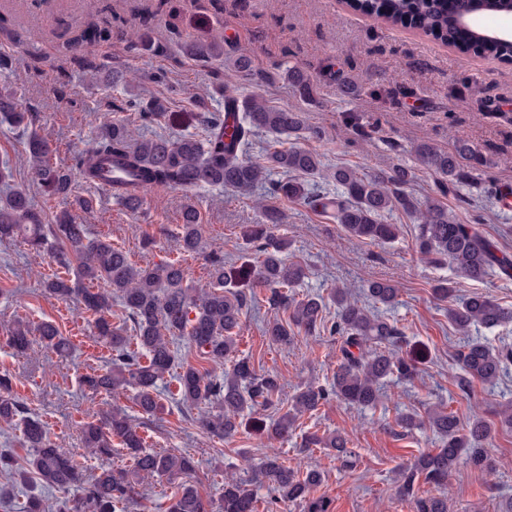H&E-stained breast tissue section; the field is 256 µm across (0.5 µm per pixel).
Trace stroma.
<instances>
[{
  "instance_id": "35a3bbf8",
  "label": "stroma",
  "mask_w": 512,
  "mask_h": 512,
  "mask_svg": "<svg viewBox=\"0 0 512 512\" xmlns=\"http://www.w3.org/2000/svg\"><path fill=\"white\" fill-rule=\"evenodd\" d=\"M0 15L9 20L8 30L0 31V54L11 60L8 75L0 76V91L16 92L37 110L35 128L49 142L57 164H66L72 151L86 146L99 131L103 114L134 122V112L121 105L137 96L165 104L153 134L171 139L201 134L198 103L216 100L211 73L218 70L244 92L256 91L273 105L304 111L309 126L325 131L319 139L283 137L285 146L302 145L331 168L353 165L367 173L398 165L411 168L415 177L409 190L422 202L438 197L437 178L420 166L412 144L428 140L445 150L456 133H464L488 164L473 173L477 186L470 192V205L451 196L446 202L463 223L472 209H479L486 235L512 257V210H505L490 192L494 185H512V66L460 55L418 31L355 13L343 0H0ZM148 15L153 23L146 29L142 19ZM115 16L122 20L120 27L114 29L111 42L95 47L94 54L97 62L127 72L132 80L128 86L92 79L65 44L67 33L104 25ZM144 33L164 45L166 54L130 53L129 42ZM218 34L224 37L223 57L185 55L186 43L206 42ZM239 50L250 56L257 72L276 64L305 71L317 86L316 103L300 99L284 80L260 83L244 78L233 65ZM160 72L165 75L161 82L155 79ZM350 82L358 85L357 96L347 94ZM345 112L378 121L370 140L358 139L342 125ZM26 138V132L0 121V168L10 171L8 178H0V190L25 189L47 221L64 212L80 217L92 234L108 237L133 263L144 267L179 261L198 284L208 280L203 256L210 251H223L237 267L249 263L241 227L262 220L251 198L229 188H160L133 211L106 189L78 178L70 194L57 196L34 179ZM84 199L92 200V211H82ZM189 207L200 214V252L192 256L181 251L178 241V226ZM278 207L281 221L276 233L288 240L289 260L308 270L301 294L325 297L341 283L357 291L372 280L397 283V303L390 314L405 329L408 344L403 354L415 363L416 377L409 382L389 380L373 409L331 402L304 418L287 441L272 449L259 446L245 427L228 439L206 433L197 411L178 403L175 382L168 377L159 384L163 410L142 419L146 448L189 454L196 463L194 485L203 498L216 501L225 475H245L273 451L287 464H295L305 433L343 431L352 440L356 462L346 467L327 456L325 449L315 450L325 476L314 496L329 498L331 512H412L409 502L397 494L395 469L433 449L435 439L426 429L399 438L397 418L424 413L439 402L463 421L477 412L493 416L495 410L512 404V367L496 383L475 384L471 394L455 386L452 373L465 338L454 331L444 302L433 290L439 277H452L453 272L435 269L419 258L415 224L408 214L388 215L399 235L395 243L381 246L352 239L302 202L282 201ZM148 235L155 244L146 250L142 240ZM58 272L49 255H35L18 242L0 244V373L10 375L13 393L46 425L52 443L70 452L90 478L101 462L84 448L81 424L98 420L109 405L126 409L132 418L141 417L132 392L109 396L81 386V375L104 369L110 353L95 340V316L46 292V281ZM268 295L267 289H256L244 309L238 354L250 358L257 371L279 373L285 381L282 399L287 402L301 384L330 380L336 343L328 336L303 334L288 346L272 343L265 328L277 312L270 308ZM18 319L34 326L54 323L73 344L71 355L58 357L37 338L25 354H14L6 329ZM493 444L494 476L459 466L448 483L449 512H497L502 498L512 496V431H497Z\"/></svg>"
}]
</instances>
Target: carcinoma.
<instances>
[{
	"label": "carcinoma",
	"mask_w": 512,
	"mask_h": 512,
	"mask_svg": "<svg viewBox=\"0 0 512 512\" xmlns=\"http://www.w3.org/2000/svg\"><path fill=\"white\" fill-rule=\"evenodd\" d=\"M349 7L363 15L392 26L417 30L461 54H479L494 59L512 58V41L484 39L477 28H463L473 15L512 14V0H347ZM112 40V27H95L73 37L67 48L96 74L106 65L86 58L96 44ZM196 57L224 56V39L215 36L206 43L188 46ZM282 75L302 99L312 102L317 88L301 70L288 68L259 77L262 82ZM129 107L137 115L139 125L149 127L164 115V104L151 99H133ZM204 137L182 136L171 140L154 135L136 138L128 123L106 118L96 136L83 149L75 151L67 167L52 162L46 141L29 135L28 149L33 173L55 195H66L72 182L80 178L97 184L112 173L122 176L109 183V190L121 197L130 209L137 208L144 196L156 187L191 188L221 186L251 195L265 189L259 201L267 223L248 224L243 231L245 244L254 258L247 269H225L224 253L214 251L206 257L209 280L197 286L190 271L178 261L152 268L132 263L122 249L106 237L93 236L88 225L70 214L61 215L56 223H45L27 193L14 189L0 198V243L20 240L37 253L47 252L60 268L71 272L74 280L55 277L48 291L62 299L75 298L82 310L98 316L97 340L111 352L110 368L82 378L83 385L94 393L109 395L133 391L139 411L156 416L163 409L158 381L174 365L179 383V403L202 407L200 424L217 437L236 434L246 416L267 410L280 403L283 377L274 372L259 373L248 358L237 355L236 329L240 328L243 310L248 306L241 281L270 291L268 301L282 313L273 320L266 334L271 341L288 345L299 333L325 334L337 337L336 370L325 385H305L295 394L287 411L269 424H257L255 436L259 444L270 447L288 438L305 414H314L333 400L361 408H375L381 401V388L389 378L409 381L417 375L414 364L401 354L407 336L397 322L385 316L380 307H394L398 296L395 283L372 281L365 289L366 305L354 297L351 289L336 286L331 298L336 303L334 319L327 318V306L319 295L298 297L295 291L306 275L304 266L290 261L285 253L288 239L276 235L273 227L279 216L266 199L303 200L334 223L350 237L363 243L382 245L394 240L397 226L383 217L401 210L414 217L417 232L415 246L420 256L436 269L449 265L461 278L480 281L490 273L508 271L512 259L498 255L497 244L482 230L480 223L463 224L448 211L443 198L452 194L462 197L461 190L473 180L472 162L477 160L468 139L455 135L453 147L442 151L428 141L412 146V152L425 170L439 182L440 198L421 203L409 193L413 172L396 167L379 173H364L355 167L327 168L315 152L298 146L279 148L268 145L263 162L245 158L255 133L265 131L278 135L288 132L319 139L323 130L305 124L300 112L282 109L268 103L258 94L242 99V110L234 119L231 133H226L224 112L201 103ZM0 114L15 127L24 130L35 124L36 113L30 111L12 92L0 94ZM343 123L367 140L375 124L357 112L343 114ZM280 177L273 178L274 174ZM319 179L322 189L310 183ZM335 189L328 188V185ZM199 213L187 209L182 216L180 246L194 253L199 245ZM102 282L105 289L93 287ZM117 300L131 323L132 335L123 326H112L105 314ZM448 320L463 336L472 328H495L512 320V310L491 296L473 293L448 307ZM33 330L22 322L9 330L8 342L17 352L25 351ZM45 347L63 357L70 353L71 343L57 326L43 322L36 330ZM196 349L209 367L198 368L178 357L179 344ZM463 375L458 378L461 389L473 381L493 383L512 364V346H495L482 338H471L458 354ZM20 425L23 446L28 458L21 464L14 456L0 454V471L19 484H39L44 488L69 491L79 495L57 502V512H122L124 504L137 495V487L148 479H172L187 476L194 469L193 459L182 453L146 452L140 424L119 408L102 411L100 422L84 425L85 447L98 457L112 455V439H117L132 461L130 468L101 470L90 480L65 451L47 438L42 422L30 412L27 404L12 393L7 373L0 374V424ZM512 429V409L497 412V421L473 415L466 430H461L454 412L443 407L427 409L425 416L402 415L397 420L401 435L415 429L428 428L437 433L442 446L423 452L408 464L396 469L398 494L410 502L413 512H448V478L460 464L489 476L496 467L493 435L496 426ZM350 437L336 432L328 437L307 434L303 451L314 447L328 448L343 464H354L355 454L349 449ZM324 477L320 465L301 460L294 466L280 461L277 454L266 457L248 478H224V494L218 506L203 499L197 488L184 481L170 499L166 512H280V503L298 501L304 512H330L331 502L314 497L312 489ZM267 486L268 496L262 500L252 489L255 483ZM432 487L419 492V483Z\"/></svg>",
	"instance_id": "cac0c4a2"
}]
</instances>
